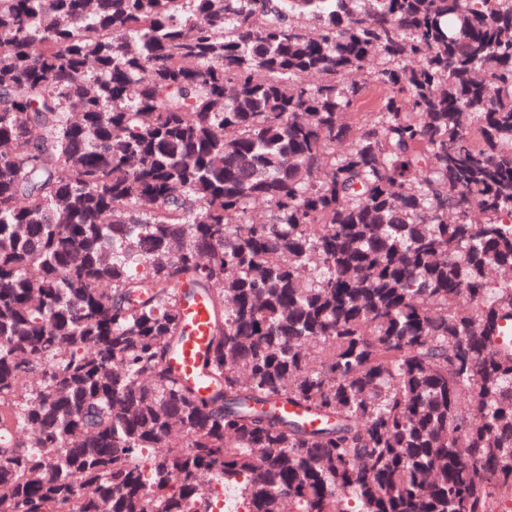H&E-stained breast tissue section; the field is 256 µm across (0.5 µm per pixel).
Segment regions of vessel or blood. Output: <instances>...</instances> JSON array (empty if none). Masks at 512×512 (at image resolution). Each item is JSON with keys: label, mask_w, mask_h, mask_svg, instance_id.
Returning <instances> with one entry per match:
<instances>
[{"label": "vessel or blood", "mask_w": 512, "mask_h": 512, "mask_svg": "<svg viewBox=\"0 0 512 512\" xmlns=\"http://www.w3.org/2000/svg\"><path fill=\"white\" fill-rule=\"evenodd\" d=\"M182 327L184 337L170 356V371L175 377L196 385L200 393H210L213 384L204 368L210 340V315L202 299L183 304Z\"/></svg>", "instance_id": "vessel-or-blood-1"}]
</instances>
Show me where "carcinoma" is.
I'll list each match as a JSON object with an SVG mask.
<instances>
[{
	"label": "carcinoma",
	"mask_w": 512,
	"mask_h": 512,
	"mask_svg": "<svg viewBox=\"0 0 512 512\" xmlns=\"http://www.w3.org/2000/svg\"><path fill=\"white\" fill-rule=\"evenodd\" d=\"M510 324L512 0H0V512H512ZM210 327L208 306L202 299L195 298L183 303L184 338L169 359L171 373L196 385L202 394L213 390V384L203 365L210 340Z\"/></svg>",
	"instance_id": "cac0c4a2"
}]
</instances>
